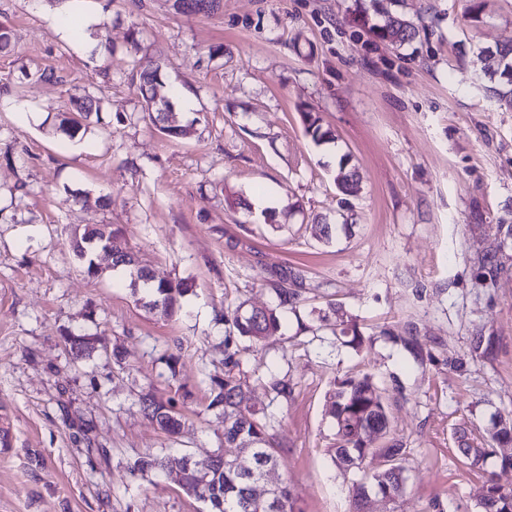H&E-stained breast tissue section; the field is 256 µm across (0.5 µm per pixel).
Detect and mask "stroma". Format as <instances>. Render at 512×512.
<instances>
[{
	"label": "stroma",
	"instance_id": "stroma-1",
	"mask_svg": "<svg viewBox=\"0 0 512 512\" xmlns=\"http://www.w3.org/2000/svg\"><path fill=\"white\" fill-rule=\"evenodd\" d=\"M468 6L401 0L429 30L397 51L353 22L362 7L378 21L374 0H220L208 13L176 0H87L79 12L0 0L14 40L0 54V512H207L172 477L134 478L128 464L222 448L224 417L208 406L209 379L224 373L222 317L274 307L269 283L289 267L304 300L283 311L280 340L240 351L239 370L296 512H352L362 473L332 463L328 406L335 382L363 373L387 390L390 430L375 445L402 444L407 476L395 503L375 497L365 512H430L435 498L443 512H479L487 479L512 489L498 458L472 469L461 455L512 412V245L498 228L512 205V111L478 89L476 55L512 42V0H485L474 24ZM141 56L196 100L172 114L179 139L143 108ZM85 90L103 110L70 140L60 115ZM305 112L332 141L305 134ZM343 168L360 174L354 195L337 187ZM258 196L274 219L256 212ZM320 215L351 234L320 239ZM104 224L156 279L191 283L173 316L141 307L106 255L105 275L84 271L72 241ZM484 255L504 271L496 286L477 277ZM331 303L372 345L334 342L319 320ZM478 328L493 357L449 370ZM408 331L423 362L397 340ZM68 332L93 351L75 357ZM270 371L288 398L269 389ZM147 392L183 413L180 435L145 416Z\"/></svg>",
	"mask_w": 512,
	"mask_h": 512
}]
</instances>
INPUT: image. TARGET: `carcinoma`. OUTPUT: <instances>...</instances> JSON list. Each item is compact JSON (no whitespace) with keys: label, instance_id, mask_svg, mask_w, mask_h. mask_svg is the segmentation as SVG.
Returning a JSON list of instances; mask_svg holds the SVG:
<instances>
[{"label":"carcinoma","instance_id":"1","mask_svg":"<svg viewBox=\"0 0 512 512\" xmlns=\"http://www.w3.org/2000/svg\"><path fill=\"white\" fill-rule=\"evenodd\" d=\"M366 33L380 41L386 42L398 50L411 43L420 33V29L403 15L383 11L380 24H368V18L361 13L354 17ZM477 57L482 63L483 83L481 88L487 98L499 107L512 109V44H497L493 47L478 49ZM140 80V92L145 102V111L153 122H165L161 130L169 137L182 135L180 126L169 121L173 112L174 92L163 80L161 66L152 61H137ZM71 109L62 113L60 128L69 137H76L83 129L82 121L91 114L102 110L101 99L88 93L73 96ZM305 132L320 144L326 138L322 131L320 118L312 112L301 113ZM112 234L113 264L126 268L130 286L138 288L145 282L149 272L137 265L134 255L127 248L118 232L95 227L84 231L80 241L75 243L77 251L82 253L83 264L89 275H101L103 269L98 267L91 257L92 248H104L107 241L105 233ZM502 273V268L492 259H483L479 277L484 282L495 284ZM303 276L295 270L282 271L273 283V290L278 304L272 309H261L258 315L237 307L231 315L224 316L228 325L224 336V377H210L212 399L209 406L224 407V448L214 455L216 463L208 468L196 471V476L177 485L188 495L208 505L209 512H295L294 499L288 486H283L276 508L271 510L265 502L247 500L246 484L238 471L236 461L242 455L257 458L261 466L278 464L276 448L266 433L264 416L248 405L245 386L235 369L239 367V348L242 341L253 343L265 342L280 335V313L283 309H295L301 301ZM152 292L140 297L145 307L163 316H171L176 309L178 297L188 291L182 282L158 280L151 283ZM340 337L345 343L358 350L371 340L362 335L357 324L353 323L341 329ZM494 353V341L489 336L478 334L472 337L469 355L471 358L488 359ZM143 412L155 420L159 428L168 435L179 433L181 414L171 401L158 400L153 396L141 398ZM328 415L336 428V447L331 449V459L335 465L360 467L364 460L374 463L370 474L357 484L353 491V512H362L364 499L369 492H376L391 500L398 499L405 489V479H393L387 470L401 467L405 454L402 447L393 445L389 448H375L368 440L367 431L385 434L389 421L386 413L385 396L373 378L368 375L349 376L337 382V389L328 407ZM491 440L500 447L512 444V418H500L493 425ZM169 469L168 462L151 454H144L129 464L128 470L135 477L149 473H158ZM482 512H512V489H505L494 481L486 487Z\"/></svg>","mask_w":512,"mask_h":512}]
</instances>
